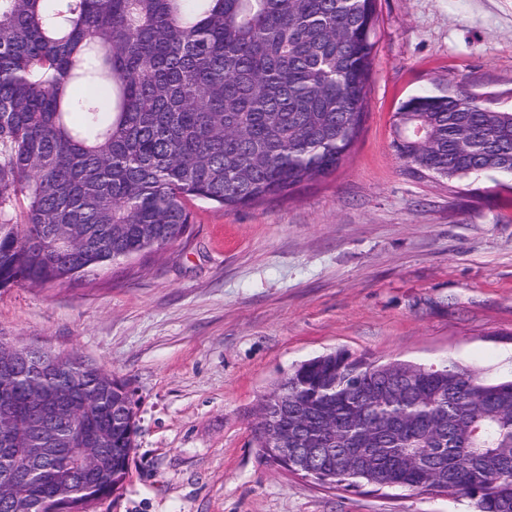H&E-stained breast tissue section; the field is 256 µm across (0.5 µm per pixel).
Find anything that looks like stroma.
<instances>
[{
  "label": "stroma",
  "instance_id": "35a3bbf8",
  "mask_svg": "<svg viewBox=\"0 0 512 512\" xmlns=\"http://www.w3.org/2000/svg\"><path fill=\"white\" fill-rule=\"evenodd\" d=\"M367 114L331 176L228 210L78 281L0 289V336L77 353L134 392L136 447L95 512H473L463 495L344 490L261 460L260 398L344 349L512 374V179L417 177L393 115L453 80L512 107V0H378Z\"/></svg>",
  "mask_w": 512,
  "mask_h": 512
}]
</instances>
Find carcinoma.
I'll return each instance as SVG.
<instances>
[{
  "mask_svg": "<svg viewBox=\"0 0 512 512\" xmlns=\"http://www.w3.org/2000/svg\"><path fill=\"white\" fill-rule=\"evenodd\" d=\"M377 0H0V288L82 278L192 233L189 203L286 197L336 172L360 134ZM411 170L512 178V108L424 89L394 114ZM426 139L414 142L416 127ZM79 419L98 462L55 464L68 512L123 488L136 420L95 364ZM318 448L329 485L465 495L512 512V378L378 362L304 361L260 401ZM55 493L0 488V512Z\"/></svg>",
  "mask_w": 512,
  "mask_h": 512,
  "instance_id": "1",
  "label": "carcinoma"
}]
</instances>
